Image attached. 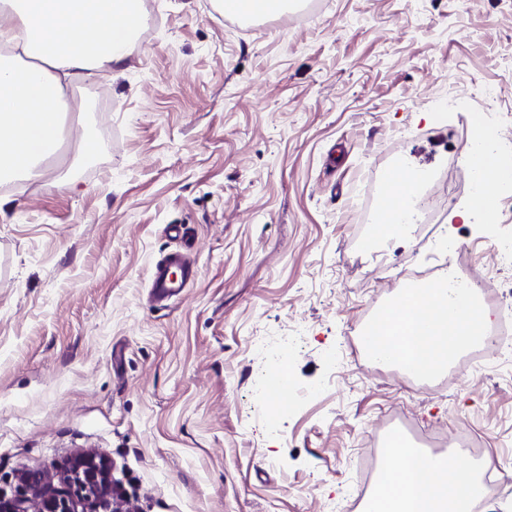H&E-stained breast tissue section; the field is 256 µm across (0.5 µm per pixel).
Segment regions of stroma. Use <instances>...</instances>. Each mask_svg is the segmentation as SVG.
Here are the masks:
<instances>
[{"mask_svg": "<svg viewBox=\"0 0 512 512\" xmlns=\"http://www.w3.org/2000/svg\"><path fill=\"white\" fill-rule=\"evenodd\" d=\"M153 30L74 84L70 138L0 188V490L80 453L106 458L129 512H334L363 500L351 463L465 423L512 472V374L411 379L361 341L448 238L483 268L493 221L374 234L403 163L447 196L478 134L512 128V0H298L239 21L221 0H140ZM479 86L494 108L449 104ZM458 203L471 191L453 190ZM187 225L198 276L150 307L153 265ZM308 399L272 412L266 376Z\"/></svg>", "mask_w": 512, "mask_h": 512, "instance_id": "35a3bbf8", "label": "stroma"}]
</instances>
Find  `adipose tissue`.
Segmentation results:
<instances>
[{
	"instance_id": "ef3b65f1",
	"label": "adipose tissue",
	"mask_w": 512,
	"mask_h": 512,
	"mask_svg": "<svg viewBox=\"0 0 512 512\" xmlns=\"http://www.w3.org/2000/svg\"><path fill=\"white\" fill-rule=\"evenodd\" d=\"M143 22L140 0H0V42L13 50L11 57H0V177L27 172L37 157L55 150L64 82L124 63ZM470 167L478 187L468 208L492 216L496 207L486 187L511 190L512 164L476 151ZM388 181L391 200L378 236L400 242L406 227L399 214L419 181L402 166L390 171ZM379 315L364 336L373 362L417 376L441 373L486 338L488 315L477 286L458 285L451 272L439 283L403 289ZM483 496L476 468L454 470L447 460L395 437L362 512H473Z\"/></svg>"
}]
</instances>
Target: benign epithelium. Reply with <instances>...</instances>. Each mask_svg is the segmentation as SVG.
I'll use <instances>...</instances> for the list:
<instances>
[{
	"mask_svg": "<svg viewBox=\"0 0 512 512\" xmlns=\"http://www.w3.org/2000/svg\"><path fill=\"white\" fill-rule=\"evenodd\" d=\"M62 479L64 493L42 487L34 481L32 494L25 498L0 493V512H126L122 500L112 494V476L106 459L89 454L73 458Z\"/></svg>",
	"mask_w": 512,
	"mask_h": 512,
	"instance_id": "1",
	"label": "benign epithelium"
}]
</instances>
